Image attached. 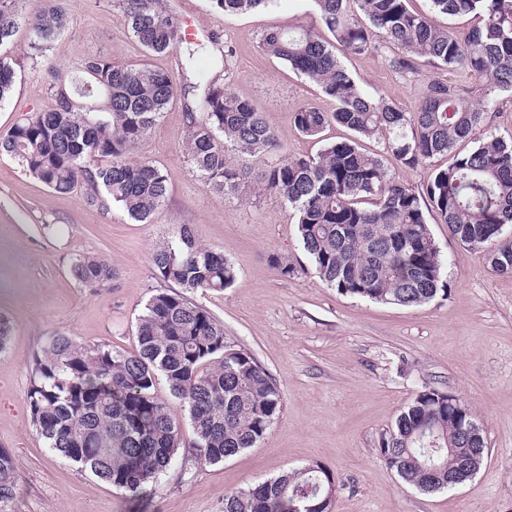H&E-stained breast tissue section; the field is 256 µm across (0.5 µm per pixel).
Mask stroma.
I'll return each mask as SVG.
<instances>
[{"label": "stroma", "instance_id": "obj_1", "mask_svg": "<svg viewBox=\"0 0 512 512\" xmlns=\"http://www.w3.org/2000/svg\"><path fill=\"white\" fill-rule=\"evenodd\" d=\"M169 3L180 18L203 21L198 40L224 46L225 84L267 114L286 154L319 151L317 141L297 131L293 114L302 104L329 112L332 101L259 50L270 26L311 25L309 0H272L231 15L210 0ZM68 12L48 60L28 59V33L16 34V82L0 102V134L26 113L52 108L51 70L77 59L104 56L177 71L176 55H145L110 0H68ZM341 61L364 93L414 110L421 82L400 80L383 53L345 54ZM184 112L183 101H174L145 146L168 184L165 204L145 224L117 207L106 214L90 208L82 191L51 192L0 157V314L13 327L0 354V448L18 462L15 512H222L225 494L311 462L341 483L334 512H512V276L494 272L483 253L461 245L434 217L448 291L429 303L349 297L311 270L282 277L272 257L309 262L292 211L276 195L256 194L251 179L225 198L207 190L183 153ZM46 223L56 225L55 234H44ZM183 224L237 272L230 288L193 294V301L223 322L231 348L250 353L270 373L284 407L256 447L217 465L179 449L156 490L132 497L50 453L29 420V364L59 332L134 351L137 318L158 286L151 254ZM80 255L111 262V288L94 294L71 278ZM427 387L461 397L488 448L475 477L450 491L406 485L378 453L400 410Z\"/></svg>", "mask_w": 512, "mask_h": 512}]
</instances>
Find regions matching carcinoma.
Segmentation results:
<instances>
[{"mask_svg":"<svg viewBox=\"0 0 512 512\" xmlns=\"http://www.w3.org/2000/svg\"><path fill=\"white\" fill-rule=\"evenodd\" d=\"M21 0H0V48L20 26L29 33L27 54L47 56L65 30V0H45L23 16ZM270 0H211L214 9L243 14ZM431 13L412 12L407 0H312L316 21L336 40L312 27H271L261 36L266 56L283 60L316 84L335 105L331 112L301 106L294 125L321 138L339 124L354 137L323 145L314 156L283 155L264 112L239 97L218 76L205 83H177L148 66L112 63L106 57L74 61L54 70L47 94L55 105L36 111L0 135V156L58 193L85 189L86 204L108 213L122 208L141 223L164 205L163 171L146 157H133L171 102L185 106L184 154L208 190L234 192L248 167L226 160L236 151L263 167L262 192L275 193L297 217V231L317 277L339 293L383 304L417 306L448 291L443 259L430 228L435 214L452 236L484 253L492 268L512 275V141L489 133L470 152L455 155L427 184L414 189L389 174L382 155L361 149V139H384V149L408 168L453 152L455 144L496 111L494 95L512 90V0H429ZM129 34L148 53L178 51L187 43L167 0H112ZM473 14L481 25L462 33L434 23L432 14ZM363 54L387 47L388 66L414 78L421 67L447 68L480 82L483 108L464 104L457 87L425 82L419 105L405 112L384 97L364 94L342 65L336 48ZM15 60L0 52V102L10 96ZM154 290L137 322V348L81 342L66 333L50 337L34 355L26 394L32 427L49 451L83 471L139 496L156 485L182 444L169 403L154 395L158 379L188 413L191 448L202 464L216 465L255 447L279 417L283 395L250 354L228 348L224 324L188 298L221 292L236 280L224 255L199 243L189 224L156 247ZM75 281L92 293L111 287L112 265L79 257L70 265ZM475 423L464 401L448 402L435 388L420 392L379 442L386 464L407 484L425 492L451 490L448 471L475 463L465 428ZM336 478L318 462L282 472L260 487L228 493L224 512H305L329 496ZM19 490L13 454L0 448V512H12Z\"/></svg>","mask_w":512,"mask_h":512,"instance_id":"carcinoma-1","label":"carcinoma"}]
</instances>
